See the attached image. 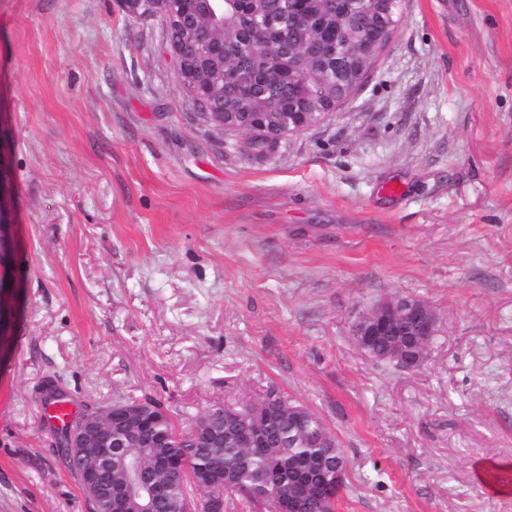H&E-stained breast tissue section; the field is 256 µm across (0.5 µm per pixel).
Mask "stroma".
Returning a JSON list of instances; mask_svg holds the SVG:
<instances>
[{"mask_svg": "<svg viewBox=\"0 0 512 512\" xmlns=\"http://www.w3.org/2000/svg\"><path fill=\"white\" fill-rule=\"evenodd\" d=\"M161 18L0 0L17 294L0 359V512H88L73 413L153 396L184 424L275 387L347 457L336 512H512V0H404L365 86L254 163L194 115ZM413 296L429 358L351 329Z\"/></svg>", "mask_w": 512, "mask_h": 512, "instance_id": "obj_1", "label": "stroma"}]
</instances>
